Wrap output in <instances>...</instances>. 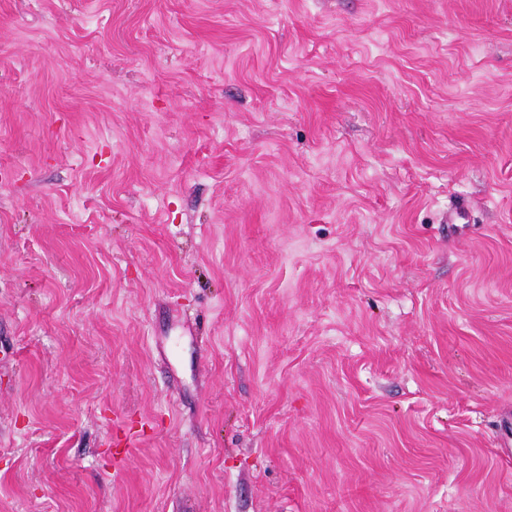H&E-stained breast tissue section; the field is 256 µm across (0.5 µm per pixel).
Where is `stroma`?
I'll return each instance as SVG.
<instances>
[{
    "label": "stroma",
    "mask_w": 512,
    "mask_h": 512,
    "mask_svg": "<svg viewBox=\"0 0 512 512\" xmlns=\"http://www.w3.org/2000/svg\"><path fill=\"white\" fill-rule=\"evenodd\" d=\"M0 170V512H512V0H0Z\"/></svg>",
    "instance_id": "1"
}]
</instances>
